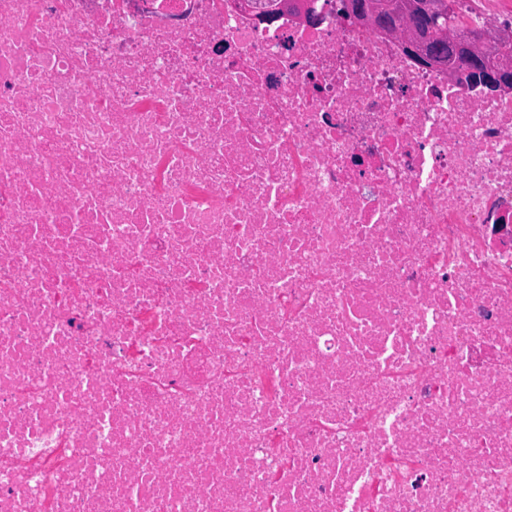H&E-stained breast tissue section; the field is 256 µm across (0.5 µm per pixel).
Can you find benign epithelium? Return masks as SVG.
Wrapping results in <instances>:
<instances>
[{"label": "benign epithelium", "mask_w": 512, "mask_h": 512, "mask_svg": "<svg viewBox=\"0 0 512 512\" xmlns=\"http://www.w3.org/2000/svg\"><path fill=\"white\" fill-rule=\"evenodd\" d=\"M340 6L345 20L401 38L407 50L418 54L427 63L433 62L427 50L428 44L440 46L456 40L452 26L426 24L437 13V0H399L392 23L380 19V0H341ZM508 39L505 33L495 31L490 36L483 35L463 43L464 53L460 57V64L448 67V76L452 77L460 70L475 71L489 43ZM483 81L485 86L496 92L511 91L512 61L504 59L496 68L484 71Z\"/></svg>", "instance_id": "7a95c632"}]
</instances>
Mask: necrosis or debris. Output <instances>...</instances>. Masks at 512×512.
I'll return each instance as SVG.
<instances>
[{"label":"necrosis or debris","mask_w":512,"mask_h":512,"mask_svg":"<svg viewBox=\"0 0 512 512\" xmlns=\"http://www.w3.org/2000/svg\"><path fill=\"white\" fill-rule=\"evenodd\" d=\"M303 3L0 0V512H512V92Z\"/></svg>","instance_id":"4bbe7bcc"}]
</instances>
